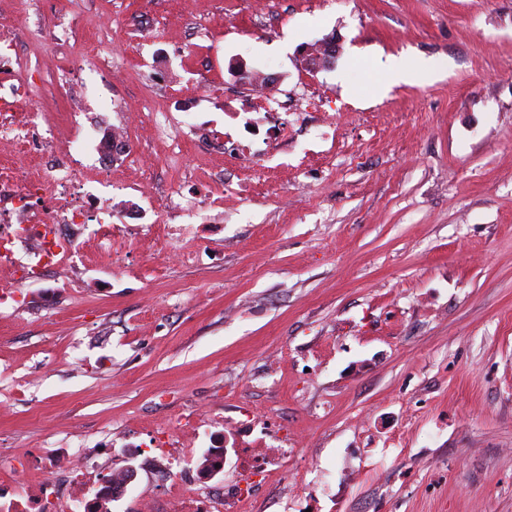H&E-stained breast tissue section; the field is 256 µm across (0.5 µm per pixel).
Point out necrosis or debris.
<instances>
[{"label": "necrosis or debris", "instance_id": "1", "mask_svg": "<svg viewBox=\"0 0 512 512\" xmlns=\"http://www.w3.org/2000/svg\"><path fill=\"white\" fill-rule=\"evenodd\" d=\"M36 131L24 85L0 87V267L19 281L52 265L58 278L67 281L75 259L71 229L92 225L105 249L121 234L111 212L102 208L100 192L119 186L122 174L113 170L111 154L102 153L97 179L87 180L80 161L57 150L48 138H37ZM25 148L35 149L42 159L40 173L29 174L12 162V155ZM20 245L27 248L23 260L16 256ZM66 463L60 456L46 459L28 479L36 495L1 503L0 512H42L41 494L49 489V476Z\"/></svg>", "mask_w": 512, "mask_h": 512}]
</instances>
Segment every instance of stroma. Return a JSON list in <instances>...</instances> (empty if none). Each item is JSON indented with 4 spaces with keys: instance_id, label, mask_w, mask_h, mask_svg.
Masks as SVG:
<instances>
[{
    "instance_id": "obj_1",
    "label": "stroma",
    "mask_w": 512,
    "mask_h": 512,
    "mask_svg": "<svg viewBox=\"0 0 512 512\" xmlns=\"http://www.w3.org/2000/svg\"><path fill=\"white\" fill-rule=\"evenodd\" d=\"M0 31L60 149L128 147L115 251L80 235L67 284L0 268L1 494L83 453L88 488L137 469L108 512H185L166 483L219 437L207 496L236 449L289 451L241 512H512V0H0ZM176 207L183 214L199 218L200 222L172 225L170 226V230L174 231L173 234H177L179 237L192 235L193 237L199 238L202 224H207L206 216L203 214V210L199 204V199L196 196L185 199L184 204H179Z\"/></svg>"
}]
</instances>
